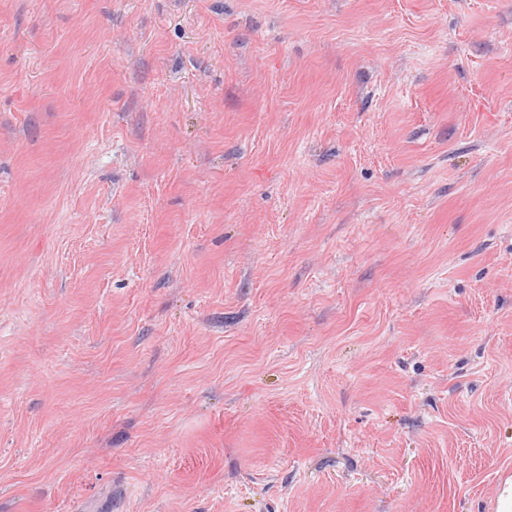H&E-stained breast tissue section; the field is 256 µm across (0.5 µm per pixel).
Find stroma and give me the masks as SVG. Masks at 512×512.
I'll use <instances>...</instances> for the list:
<instances>
[{"label":"stroma","instance_id":"35a3bbf8","mask_svg":"<svg viewBox=\"0 0 512 512\" xmlns=\"http://www.w3.org/2000/svg\"><path fill=\"white\" fill-rule=\"evenodd\" d=\"M509 471L512 0H0V512Z\"/></svg>","mask_w":512,"mask_h":512}]
</instances>
